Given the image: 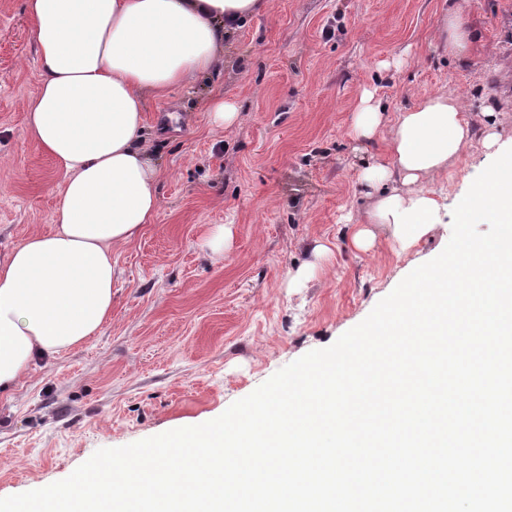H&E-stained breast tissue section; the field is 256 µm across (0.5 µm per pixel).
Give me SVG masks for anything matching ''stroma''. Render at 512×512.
I'll return each mask as SVG.
<instances>
[{"label":"stroma","instance_id":"obj_1","mask_svg":"<svg viewBox=\"0 0 512 512\" xmlns=\"http://www.w3.org/2000/svg\"><path fill=\"white\" fill-rule=\"evenodd\" d=\"M478 33L459 64L437 51L448 0H273L241 23L224 64L149 98L160 170L154 221L114 249L119 292L98 336L0 394V497L68 477L104 447L205 423L309 351L332 345L404 278L412 258L352 245L360 170L387 159L385 135L350 137L363 90L386 120L415 100L458 93L473 129L497 112L512 138V0H467ZM40 69L25 0H0V254L50 232L63 175L25 133ZM223 94L237 126L207 122ZM490 163L480 140L432 189L453 204ZM231 246L203 247L216 225ZM328 252L305 287L288 274Z\"/></svg>","mask_w":512,"mask_h":512}]
</instances>
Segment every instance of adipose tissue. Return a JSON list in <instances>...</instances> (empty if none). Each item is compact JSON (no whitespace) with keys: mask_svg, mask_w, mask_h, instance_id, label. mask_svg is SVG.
<instances>
[{"mask_svg":"<svg viewBox=\"0 0 512 512\" xmlns=\"http://www.w3.org/2000/svg\"><path fill=\"white\" fill-rule=\"evenodd\" d=\"M272 0H26L40 85L26 132L64 174L53 229L0 258V392L40 362L98 335L112 313L114 249L136 238L158 208L160 172L143 141L144 102L221 64L224 41ZM435 39L467 63L474 32L462 0H450ZM388 131L389 159L359 180L371 200L356 216L354 245L385 238L401 254L444 233L447 207L432 191L472 140L461 97L440 92L386 123L364 91L351 135Z\"/></svg>","mask_w":512,"mask_h":512,"instance_id":"1","label":"adipose tissue"}]
</instances>
